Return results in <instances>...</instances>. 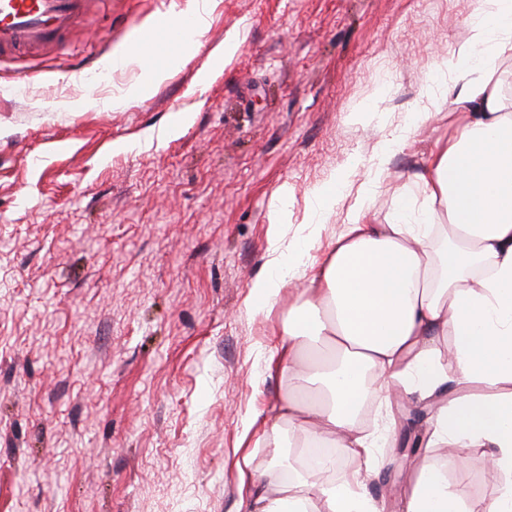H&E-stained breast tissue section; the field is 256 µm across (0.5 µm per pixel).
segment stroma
<instances>
[{"mask_svg":"<svg viewBox=\"0 0 512 512\" xmlns=\"http://www.w3.org/2000/svg\"><path fill=\"white\" fill-rule=\"evenodd\" d=\"M204 3L199 48L121 107L140 59L110 85L91 76L188 0H104L66 68L50 55L21 79L0 59V512H249L244 482L279 455L261 433L288 389L268 344L293 291L268 313L252 292L272 229L305 234L311 190L346 170L307 262L364 186L372 223H388L455 128L437 60L477 0ZM424 107L431 121L409 134ZM377 455L367 491L401 512L404 474ZM427 461L475 510L494 493L481 449Z\"/></svg>","mask_w":512,"mask_h":512,"instance_id":"1","label":"stroma"}]
</instances>
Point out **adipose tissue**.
Masks as SVG:
<instances>
[{
    "mask_svg": "<svg viewBox=\"0 0 512 512\" xmlns=\"http://www.w3.org/2000/svg\"><path fill=\"white\" fill-rule=\"evenodd\" d=\"M478 4L479 21L439 59L461 77L440 95L458 126L415 173L417 194L397 197L388 224L368 223L360 195L320 261L291 275L302 286L272 355L288 392L263 440L334 448L354 468L339 482L252 473L250 512H378L364 482L379 436L357 418L367 400L387 407L411 395L435 409L428 447L483 449L496 491L482 512H512V100L494 65L512 53V0ZM288 278L254 281L264 309ZM398 466L409 472L398 488L405 512H470L465 487L443 471Z\"/></svg>",
    "mask_w": 512,
    "mask_h": 512,
    "instance_id": "ef3b65f1",
    "label": "adipose tissue"
}]
</instances>
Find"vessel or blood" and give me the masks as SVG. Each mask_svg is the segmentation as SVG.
<instances>
[{
  "label": "vessel or blood",
  "instance_id": "1",
  "mask_svg": "<svg viewBox=\"0 0 512 512\" xmlns=\"http://www.w3.org/2000/svg\"><path fill=\"white\" fill-rule=\"evenodd\" d=\"M99 0H0V53L24 57L53 53L63 57L66 35L88 25ZM160 34L145 32L138 40L140 55L157 59L177 49L193 25L190 15L174 11L160 15Z\"/></svg>",
  "mask_w": 512,
  "mask_h": 512
}]
</instances>
